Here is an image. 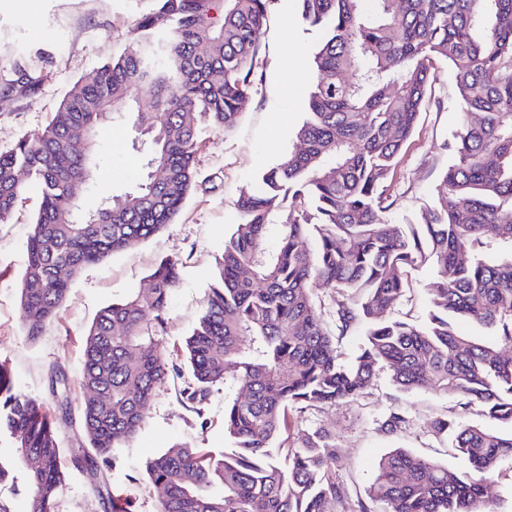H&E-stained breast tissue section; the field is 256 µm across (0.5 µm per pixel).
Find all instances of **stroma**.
Returning <instances> with one entry per match:
<instances>
[{
  "instance_id": "35a3bbf8",
  "label": "stroma",
  "mask_w": 512,
  "mask_h": 512,
  "mask_svg": "<svg viewBox=\"0 0 512 512\" xmlns=\"http://www.w3.org/2000/svg\"><path fill=\"white\" fill-rule=\"evenodd\" d=\"M147 6V0H0V64L20 53L41 52L53 58L37 96L0 108V153L40 133L71 85L92 75L128 45L134 24ZM321 38L320 31L306 29L300 22L297 0H269L247 106L232 130L200 125L197 185L174 223L158 237L115 253L107 264L86 268L73 282L58 318L34 340L24 331L17 285L40 203L38 192L27 191L8 222L0 224V363L11 372L14 392L38 399L52 415L57 405L49 388L51 373L63 374L70 382V420L57 425L65 486L55 512H103L89 476L71 462L86 446L78 429L84 399L79 383L82 334L103 307L146 288L160 258L176 259L180 270L160 338L174 370L150 398L141 430L110 457L103 470L104 485L121 499L125 512H158L156 495L144 474L148 458L175 444L215 455L233 449L224 432V407L245 392L229 380L215 386L197 408L183 405L180 392L188 378L183 371L184 343L200 312L224 238L241 221L237 206L241 191L298 144L302 93L313 82L311 60ZM458 121L452 75L443 65L416 131L402 148L386 184V194L395 202L394 223H406L430 204L448 167L447 144ZM139 138L132 118L108 125L99 141L98 173L79 194L83 210L95 209L103 198L126 190L128 175L140 164L132 149ZM432 277L427 265L411 272L405 295L395 307L398 318L414 323L426 318V286ZM395 406L404 410L405 426L394 433L381 431L383 415ZM443 417L512 433L510 425L491 421L474 409H461L453 395L432 389L402 391L383 371L355 400L292 414L291 429L328 431L336 443L337 483L349 499L368 501L371 512H381L379 504L369 502L368 488L377 462L392 449H405L457 473L466 471L451 436L433 428L434 421Z\"/></svg>"
}]
</instances>
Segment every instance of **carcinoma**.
<instances>
[{"mask_svg": "<svg viewBox=\"0 0 512 512\" xmlns=\"http://www.w3.org/2000/svg\"><path fill=\"white\" fill-rule=\"evenodd\" d=\"M135 37L72 84L44 130L0 153V223L25 193L24 170L41 203L19 285L26 335L37 339L90 265L162 233L196 185L198 125L231 129L251 91L257 36L269 0H149ZM302 24L320 30L304 95L300 148L240 194L241 222L224 239L201 314L186 338L190 376L180 393L199 403L232 379L247 391L224 410L235 449L216 457L175 445L145 463L160 512H328L343 498L324 431L280 441L288 415L359 397L385 370L403 391L431 388L464 409L512 424V357L455 332L466 318L512 346V0H298ZM452 72L460 120L434 204L393 224L385 183L414 134L437 64ZM49 59H16L0 76V98L24 84L39 94ZM153 111H140L142 95ZM125 114L146 136L135 146L144 174L132 187L81 213L74 183L93 180L96 139ZM84 140L73 143V131ZM288 204L294 218L273 222ZM275 249L266 246L269 236ZM429 265L431 309L419 324L393 315L410 272ZM150 287L100 310L84 331L79 381L102 392L80 408L87 442L72 458L98 481L111 453L140 429L146 404L168 378L159 348L178 262L163 258ZM331 290L325 318L311 288ZM363 343L346 362L339 340ZM407 422L393 407L380 428ZM56 423L41 403L13 393L0 364V429L29 490L28 512H55L64 482ZM455 431L470 471L394 449L377 463L369 498L383 512H485L487 481L512 461V434L439 418ZM285 459H280V456ZM39 466L27 467L29 458Z\"/></svg>", "mask_w": 512, "mask_h": 512, "instance_id": "cac0c4a2", "label": "carcinoma"}]
</instances>
